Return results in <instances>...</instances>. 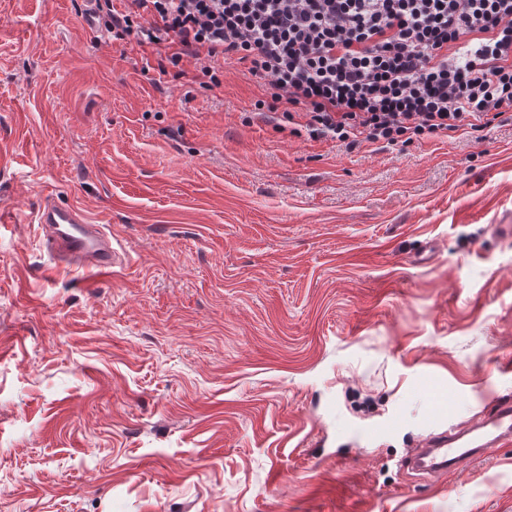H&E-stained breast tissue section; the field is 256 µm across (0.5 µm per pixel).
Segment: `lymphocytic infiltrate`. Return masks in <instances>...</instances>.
I'll use <instances>...</instances> for the list:
<instances>
[{"label":"lymphocytic infiltrate","mask_w":512,"mask_h":512,"mask_svg":"<svg viewBox=\"0 0 512 512\" xmlns=\"http://www.w3.org/2000/svg\"><path fill=\"white\" fill-rule=\"evenodd\" d=\"M113 39L168 48L195 81L262 80L256 115L294 135L409 145L512 112V0H87Z\"/></svg>","instance_id":"obj_1"}]
</instances>
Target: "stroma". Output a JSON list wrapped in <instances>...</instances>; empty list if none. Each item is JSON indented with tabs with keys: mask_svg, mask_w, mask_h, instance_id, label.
<instances>
[{
	"mask_svg": "<svg viewBox=\"0 0 512 512\" xmlns=\"http://www.w3.org/2000/svg\"><path fill=\"white\" fill-rule=\"evenodd\" d=\"M85 9L0 0V512H512V447L399 465L512 396V113L349 150ZM49 193L123 264L46 274Z\"/></svg>",
	"mask_w": 512,
	"mask_h": 512,
	"instance_id": "35a3bbf8",
	"label": "stroma"
}]
</instances>
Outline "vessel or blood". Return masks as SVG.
Masks as SVG:
<instances>
[{"label":"vessel or blood","instance_id":"vessel-or-blood-1","mask_svg":"<svg viewBox=\"0 0 512 512\" xmlns=\"http://www.w3.org/2000/svg\"><path fill=\"white\" fill-rule=\"evenodd\" d=\"M41 247L51 264L77 270L107 273L121 265L122 255L114 247L104 225L92 223L73 204L45 196L36 212ZM494 445L512 446V398H496L487 416L464 429L435 434L413 458L416 471L439 476L479 459Z\"/></svg>","mask_w":512,"mask_h":512}]
</instances>
